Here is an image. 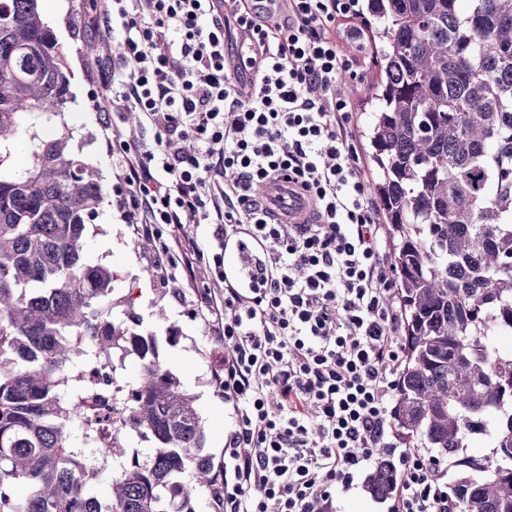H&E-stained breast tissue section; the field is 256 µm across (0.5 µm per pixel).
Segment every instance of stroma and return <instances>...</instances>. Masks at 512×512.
<instances>
[{
  "instance_id": "35a3bbf8",
  "label": "stroma",
  "mask_w": 512,
  "mask_h": 512,
  "mask_svg": "<svg viewBox=\"0 0 512 512\" xmlns=\"http://www.w3.org/2000/svg\"><path fill=\"white\" fill-rule=\"evenodd\" d=\"M88 0H41L40 10L51 27L68 62L71 101L64 120L73 133V143L81 159L100 174L104 200L87 226L85 258L118 273L114 284L117 296L126 298L125 311L139 319L144 330L153 332L160 357L195 398V406L207 431L205 451L219 458L224 454V433L231 418L219 390L220 363L224 347L212 336L201 317L200 298L213 285L208 262L199 263L194 280L185 289L184 300H176L171 289L161 287L154 273L156 248H140L131 225L125 224L116 205L113 188L115 173L108 158L109 148L92 109L93 93L90 61L114 54L117 39L84 32L82 21ZM379 74L372 55L360 58L357 76L342 74L337 88L350 102L352 118L349 133L361 143L371 106L369 88Z\"/></svg>"
}]
</instances>
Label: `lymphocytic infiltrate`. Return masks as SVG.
I'll list each match as a JSON object with an SVG mask.
<instances>
[{
  "instance_id": "f902f5d3",
  "label": "lymphocytic infiltrate",
  "mask_w": 512,
  "mask_h": 512,
  "mask_svg": "<svg viewBox=\"0 0 512 512\" xmlns=\"http://www.w3.org/2000/svg\"><path fill=\"white\" fill-rule=\"evenodd\" d=\"M357 2L110 0L87 16L95 34L121 35L90 69L124 223L152 238L168 225L162 287L213 261L202 303L232 416L224 512H336L337 491L385 451L399 472L392 512H457L388 408L396 282L336 91L354 67L339 43L360 40ZM229 40L250 45L247 62L225 53ZM129 110L150 139L121 138ZM280 177L310 199L312 223H274L252 200ZM233 239L255 261L245 286L224 271Z\"/></svg>"
}]
</instances>
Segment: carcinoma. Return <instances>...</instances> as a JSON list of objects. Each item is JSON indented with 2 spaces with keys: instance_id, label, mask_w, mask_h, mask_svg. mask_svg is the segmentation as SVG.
<instances>
[{
  "instance_id": "1",
  "label": "carcinoma",
  "mask_w": 512,
  "mask_h": 512,
  "mask_svg": "<svg viewBox=\"0 0 512 512\" xmlns=\"http://www.w3.org/2000/svg\"><path fill=\"white\" fill-rule=\"evenodd\" d=\"M363 0L380 28V76L364 131L372 186L393 243L403 357L393 423L434 452L460 512H512V0ZM70 101L67 63L39 0H0V512H195L186 474L223 512L224 471L204 454L194 397L160 360L157 340L117 322L115 273L86 262V224L103 201L99 173L62 127L31 135V163L11 171L19 134L55 125ZM141 361L112 407L114 455L129 434L153 456L130 460L102 500L98 468L72 440L81 417L60 386L76 358L106 368L115 349ZM490 452H467L473 439ZM380 458L367 490L393 494Z\"/></svg>"
}]
</instances>
